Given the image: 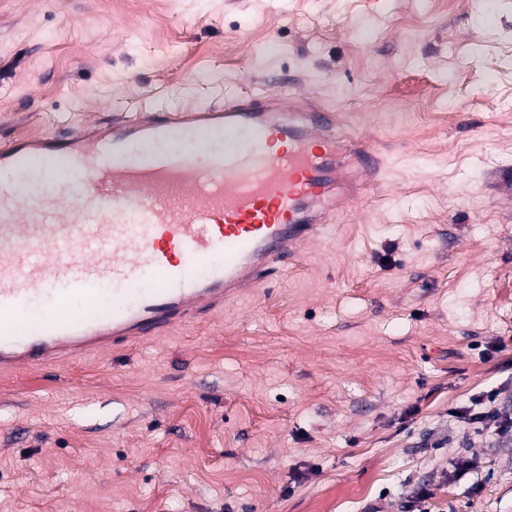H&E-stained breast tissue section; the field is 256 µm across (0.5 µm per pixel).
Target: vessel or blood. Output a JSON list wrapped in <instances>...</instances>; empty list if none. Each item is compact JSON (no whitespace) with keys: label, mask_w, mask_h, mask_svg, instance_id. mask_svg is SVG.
Returning <instances> with one entry per match:
<instances>
[{"label":"vessel or blood","mask_w":512,"mask_h":512,"mask_svg":"<svg viewBox=\"0 0 512 512\" xmlns=\"http://www.w3.org/2000/svg\"><path fill=\"white\" fill-rule=\"evenodd\" d=\"M340 113L268 90L0 146V373L160 337L324 238L326 202L384 166ZM223 129L224 145L170 147Z\"/></svg>","instance_id":"obj_1"}]
</instances>
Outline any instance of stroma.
<instances>
[{
  "label": "stroma",
  "mask_w": 512,
  "mask_h": 512,
  "mask_svg": "<svg viewBox=\"0 0 512 512\" xmlns=\"http://www.w3.org/2000/svg\"><path fill=\"white\" fill-rule=\"evenodd\" d=\"M272 80L385 180L214 319L0 375V512H512L453 416L512 417V0H0V145ZM498 392L491 389L478 396L477 401L473 402L475 406L482 405L480 410L467 406L461 407L455 411L454 416L459 422L476 430L489 431L495 435H504L509 431L512 433V417L499 421L495 403L498 398Z\"/></svg>",
  "instance_id": "1"
}]
</instances>
